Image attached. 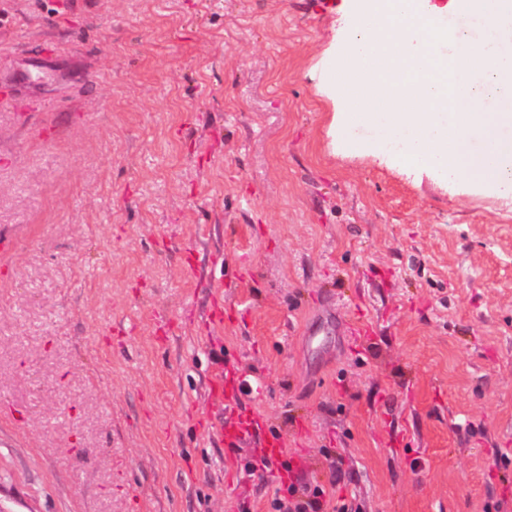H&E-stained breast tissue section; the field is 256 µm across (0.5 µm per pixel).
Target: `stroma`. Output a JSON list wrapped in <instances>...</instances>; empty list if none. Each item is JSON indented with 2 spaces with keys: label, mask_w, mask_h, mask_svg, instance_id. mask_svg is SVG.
<instances>
[{
  "label": "stroma",
  "mask_w": 512,
  "mask_h": 512,
  "mask_svg": "<svg viewBox=\"0 0 512 512\" xmlns=\"http://www.w3.org/2000/svg\"><path fill=\"white\" fill-rule=\"evenodd\" d=\"M353 23L0 0V512H512V196L342 153ZM229 363L292 471L216 435ZM325 490L317 488L313 491L312 498L307 500L288 501V505L280 497H275L271 503L272 512H348L349 508L345 502L333 504V495H328V500L321 501Z\"/></svg>",
  "instance_id": "stroma-1"
}]
</instances>
